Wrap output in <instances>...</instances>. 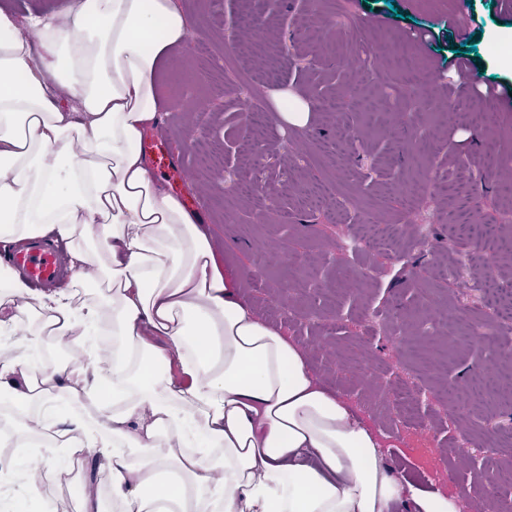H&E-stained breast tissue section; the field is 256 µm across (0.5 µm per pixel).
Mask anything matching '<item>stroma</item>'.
<instances>
[{
  "instance_id": "1",
  "label": "stroma",
  "mask_w": 512,
  "mask_h": 512,
  "mask_svg": "<svg viewBox=\"0 0 512 512\" xmlns=\"http://www.w3.org/2000/svg\"><path fill=\"white\" fill-rule=\"evenodd\" d=\"M177 5L191 32L160 74L166 187L198 200L243 295L382 430L395 473L458 496L459 512L490 494L512 508V451L471 483L476 451L512 429L497 355L512 320L483 291L512 281V111L486 91L512 85V0H476L484 24L461 71L445 62L458 0H259L253 19L242 0ZM283 92L309 104L305 125L282 120ZM39 464L7 455L12 512L46 498L76 512L100 476L90 457L34 495Z\"/></svg>"
}]
</instances>
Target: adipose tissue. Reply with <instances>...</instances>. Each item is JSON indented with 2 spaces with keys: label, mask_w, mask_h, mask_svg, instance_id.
Here are the masks:
<instances>
[{
  "label": "adipose tissue",
  "mask_w": 512,
  "mask_h": 512,
  "mask_svg": "<svg viewBox=\"0 0 512 512\" xmlns=\"http://www.w3.org/2000/svg\"><path fill=\"white\" fill-rule=\"evenodd\" d=\"M189 34L174 0L0 10V240L53 234L73 269L67 289L11 273L0 292V329L24 326L0 397L26 428L0 446L44 435L34 493L100 458L114 512H458L393 474L381 432L256 313L147 161L158 71ZM48 340L84 360L32 370ZM64 401L93 420L52 428L39 409Z\"/></svg>",
  "instance_id": "1"
}]
</instances>
